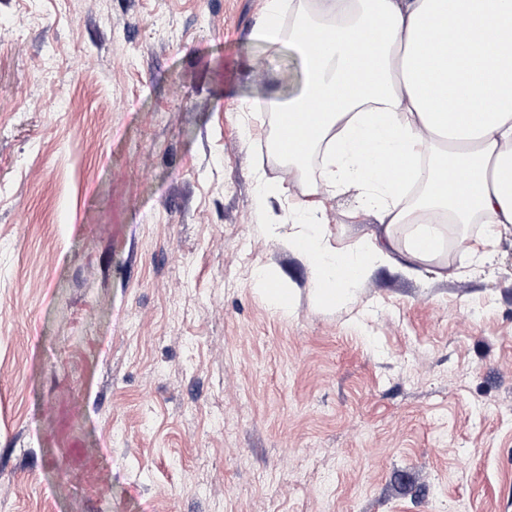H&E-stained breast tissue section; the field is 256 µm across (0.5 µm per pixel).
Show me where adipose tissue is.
<instances>
[{
	"label": "adipose tissue",
	"instance_id": "obj_1",
	"mask_svg": "<svg viewBox=\"0 0 512 512\" xmlns=\"http://www.w3.org/2000/svg\"><path fill=\"white\" fill-rule=\"evenodd\" d=\"M257 33L296 51L302 84L237 118L268 114L269 151L289 171L320 165L281 217L282 185L257 173L255 210L284 219L318 306L378 265L447 268L449 225H481L486 244L512 232V0H266ZM344 193L376 221L349 252L320 203Z\"/></svg>",
	"mask_w": 512,
	"mask_h": 512
}]
</instances>
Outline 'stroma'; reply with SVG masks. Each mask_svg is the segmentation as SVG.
<instances>
[{"mask_svg": "<svg viewBox=\"0 0 512 512\" xmlns=\"http://www.w3.org/2000/svg\"><path fill=\"white\" fill-rule=\"evenodd\" d=\"M264 7L0 0V512H512V234L317 307L236 119L294 90ZM271 274L266 269H260L256 276V286L268 297L273 305L282 312L289 311L290 294L285 288L274 284ZM274 285V288H272Z\"/></svg>", "mask_w": 512, "mask_h": 512, "instance_id": "35a3bbf8", "label": "stroma"}]
</instances>
